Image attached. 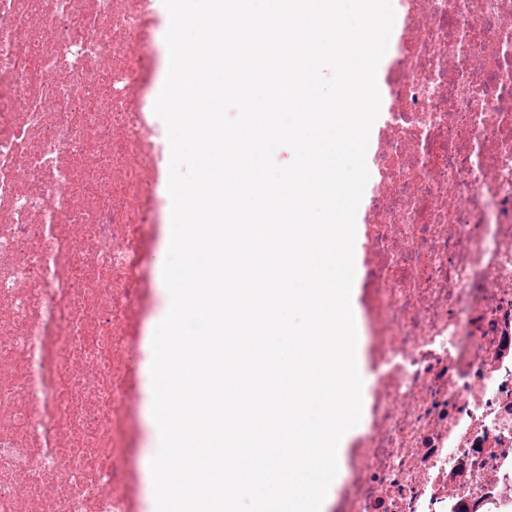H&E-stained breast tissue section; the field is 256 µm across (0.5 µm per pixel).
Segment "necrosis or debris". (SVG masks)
<instances>
[{
  "label": "necrosis or debris",
  "mask_w": 512,
  "mask_h": 512,
  "mask_svg": "<svg viewBox=\"0 0 512 512\" xmlns=\"http://www.w3.org/2000/svg\"><path fill=\"white\" fill-rule=\"evenodd\" d=\"M160 0H0V512H124ZM355 222L371 382L327 512H512V0H392Z\"/></svg>",
  "instance_id": "1"
}]
</instances>
